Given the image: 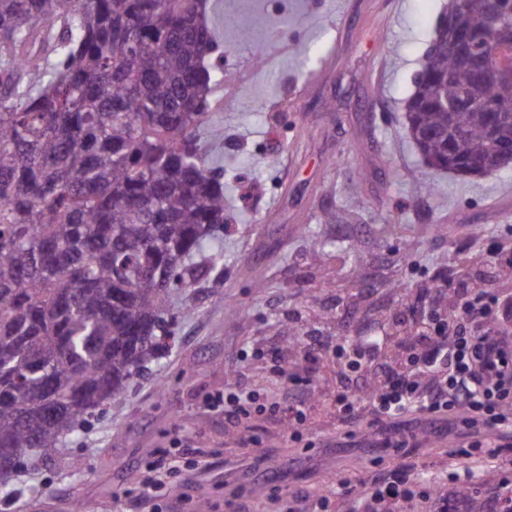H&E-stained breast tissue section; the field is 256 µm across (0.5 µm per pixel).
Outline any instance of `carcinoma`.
<instances>
[{
	"instance_id": "carcinoma-1",
	"label": "carcinoma",
	"mask_w": 512,
	"mask_h": 512,
	"mask_svg": "<svg viewBox=\"0 0 512 512\" xmlns=\"http://www.w3.org/2000/svg\"><path fill=\"white\" fill-rule=\"evenodd\" d=\"M205 0H0V472L48 459L78 424L126 395L155 360L173 294L224 269L206 252L224 182L200 132L224 128L210 98L224 57ZM489 31L485 3L461 18ZM406 132L434 170L500 163L511 112H450L459 95L512 108L467 56L429 49Z\"/></svg>"
}]
</instances>
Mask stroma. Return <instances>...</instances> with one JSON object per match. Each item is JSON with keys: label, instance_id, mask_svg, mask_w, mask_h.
Masks as SVG:
<instances>
[{"label": "stroma", "instance_id": "35a3bbf8", "mask_svg": "<svg viewBox=\"0 0 512 512\" xmlns=\"http://www.w3.org/2000/svg\"><path fill=\"white\" fill-rule=\"evenodd\" d=\"M449 4L288 0L279 13L267 0H210L239 21L216 30L227 74L211 106L224 140L205 146L223 159L224 270L176 296L195 311L175 325V345L56 457L15 476L7 512H72L78 498L91 512H152L142 472L170 452L191 512H280L258 456L308 512H350L335 475L360 486L408 468L455 494L460 462L446 445L426 455L333 445L337 339L390 321L458 251L512 244V169L437 171L406 134L403 105ZM301 335L326 348L310 365L319 397L293 440L272 409L282 391L271 353ZM238 375L260 401L232 435L202 401Z\"/></svg>", "mask_w": 512, "mask_h": 512}]
</instances>
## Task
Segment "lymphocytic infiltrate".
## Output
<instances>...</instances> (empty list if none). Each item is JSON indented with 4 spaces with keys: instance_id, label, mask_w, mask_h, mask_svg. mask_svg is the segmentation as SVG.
I'll return each mask as SVG.
<instances>
[{
    "instance_id": "lymphocytic-infiltrate-1",
    "label": "lymphocytic infiltrate",
    "mask_w": 512,
    "mask_h": 512,
    "mask_svg": "<svg viewBox=\"0 0 512 512\" xmlns=\"http://www.w3.org/2000/svg\"><path fill=\"white\" fill-rule=\"evenodd\" d=\"M407 320L377 336L336 342V445L426 448L448 441L459 459L480 453L499 461L512 447V289L475 280L469 258L438 268L408 305ZM280 353L275 373L289 385L286 426L304 424L314 395L310 379L289 370ZM256 401L239 378L207 396L229 431L241 430ZM417 478L393 471L360 490L362 502L412 498Z\"/></svg>"
}]
</instances>
